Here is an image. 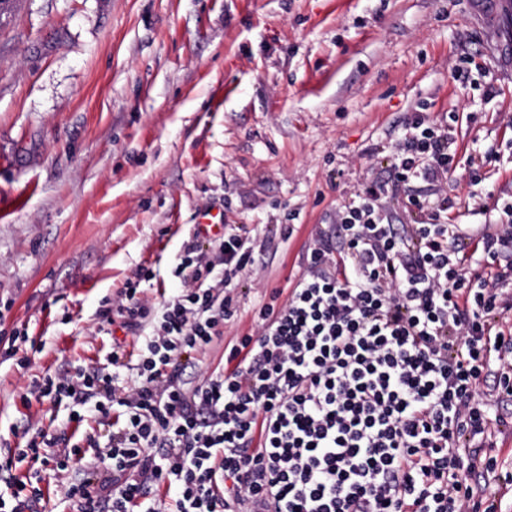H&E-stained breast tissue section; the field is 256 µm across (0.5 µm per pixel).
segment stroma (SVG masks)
Wrapping results in <instances>:
<instances>
[{
  "label": "stroma",
  "instance_id": "obj_1",
  "mask_svg": "<svg viewBox=\"0 0 512 512\" xmlns=\"http://www.w3.org/2000/svg\"><path fill=\"white\" fill-rule=\"evenodd\" d=\"M479 0H13L0 15V300L28 325V370L0 364V440L68 412L23 400L62 364L104 361L96 334L128 278L181 283L176 256L201 217L267 242L242 273L225 339L288 288L316 227L371 181L393 180L416 111L450 123L460 165L386 200L448 198L463 233L495 231L512 202V59ZM500 94L485 99V82ZM70 320H63V313Z\"/></svg>",
  "mask_w": 512,
  "mask_h": 512
}]
</instances>
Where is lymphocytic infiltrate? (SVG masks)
Segmentation results:
<instances>
[{
	"instance_id": "f902f5d3",
	"label": "lymphocytic infiltrate",
	"mask_w": 512,
	"mask_h": 512,
	"mask_svg": "<svg viewBox=\"0 0 512 512\" xmlns=\"http://www.w3.org/2000/svg\"><path fill=\"white\" fill-rule=\"evenodd\" d=\"M394 160L396 180L316 230L227 367L199 373L195 358L235 313L230 286L257 262L249 234L189 240L182 287L157 307L140 268L113 303L142 334L134 351L118 342L31 382L68 422L28 426L0 455V512H46L48 477L76 512H159L171 489L172 512H498L512 492L493 441L506 420L476 397L490 385L512 398V225L468 249L447 203L419 224L384 216L382 197L455 173L447 126L415 118ZM477 254L491 271L474 281Z\"/></svg>"
}]
</instances>
